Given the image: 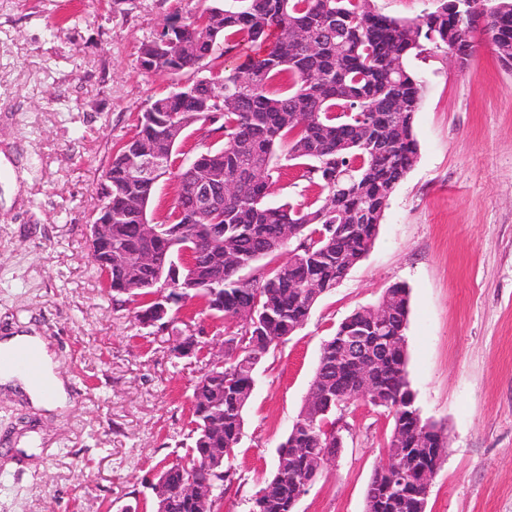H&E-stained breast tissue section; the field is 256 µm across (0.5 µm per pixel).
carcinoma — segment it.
I'll use <instances>...</instances> for the list:
<instances>
[{
  "label": "carcinoma",
  "instance_id": "carcinoma-1",
  "mask_svg": "<svg viewBox=\"0 0 512 512\" xmlns=\"http://www.w3.org/2000/svg\"><path fill=\"white\" fill-rule=\"evenodd\" d=\"M497 14L485 34L498 61L512 65V0H493ZM466 5L436 10L422 18L400 20L376 10L373 0H224L207 9L202 24L192 15L172 41L142 44L141 66L152 73L197 80L174 95L156 99L141 114L132 141L112 155V266L97 269L112 289V300L134 280L167 275L169 265L147 269L138 256L160 258L185 248L192 252L182 281L202 311L228 323L224 368L193 386L191 418L182 461L162 466L167 488L166 512H202L178 489L196 460L219 461L215 477L229 490L237 469L235 451L244 436V413L255 374L271 350L301 329L320 299L369 252L389 200L414 166L418 143L414 115L424 82L407 60L426 47H446L467 63L475 43L463 36ZM258 45L241 63L224 67L223 81L198 78L219 50L240 43ZM224 112L210 133L224 139L197 159L193 169L177 173L178 205L162 236L144 234L132 196L150 197L153 188L127 179L129 153L139 144L163 145L177 125L207 121L214 101ZM295 160L317 188L304 207L267 202L279 158ZM203 172L212 181L211 197L196 194ZM237 191L222 198L218 223L202 224L196 211L215 200L221 185ZM297 226L293 257L275 262L285 245L283 227ZM393 314L385 328L369 308L353 311L321 346L309 395L287 437L279 445L273 472L256 492L253 512H296L302 480L315 483L325 453L338 448L323 426L352 395L364 389L392 416L387 459L375 469L366 488L367 512H420L421 473L436 467L443 449L415 405L407 379L406 328L409 293L400 285L386 291ZM359 331L376 354L344 356L353 331Z\"/></svg>",
  "mask_w": 512,
  "mask_h": 512
}]
</instances>
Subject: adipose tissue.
<instances>
[{"label":"adipose tissue","instance_id":"adipose-tissue-1","mask_svg":"<svg viewBox=\"0 0 512 512\" xmlns=\"http://www.w3.org/2000/svg\"><path fill=\"white\" fill-rule=\"evenodd\" d=\"M19 351L30 354L40 364L44 378L52 383V394H44L40 384L6 364L0 365V386L23 392L35 408L44 412L65 410L69 403V388L58 370L49 341L32 331H17L0 337V355L7 357Z\"/></svg>","mask_w":512,"mask_h":512}]
</instances>
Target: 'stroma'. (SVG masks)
<instances>
[{
  "instance_id": "1",
  "label": "stroma",
  "mask_w": 512,
  "mask_h": 512,
  "mask_svg": "<svg viewBox=\"0 0 512 512\" xmlns=\"http://www.w3.org/2000/svg\"><path fill=\"white\" fill-rule=\"evenodd\" d=\"M213 0H0V332L36 328L72 395L43 419L0 391V512H152L150 471L186 438L201 365L172 336L115 306L88 226L114 149L166 75L142 70V43ZM424 81L418 158L396 187L368 255L258 367L222 512H252L300 411L321 344L393 285L409 290L408 378L446 453L426 512H512V66L487 36L470 61L410 58ZM316 188L279 160L268 200L307 204ZM342 446L297 512H364L392 419L365 400L336 417ZM36 455L15 449L27 431Z\"/></svg>"
}]
</instances>
